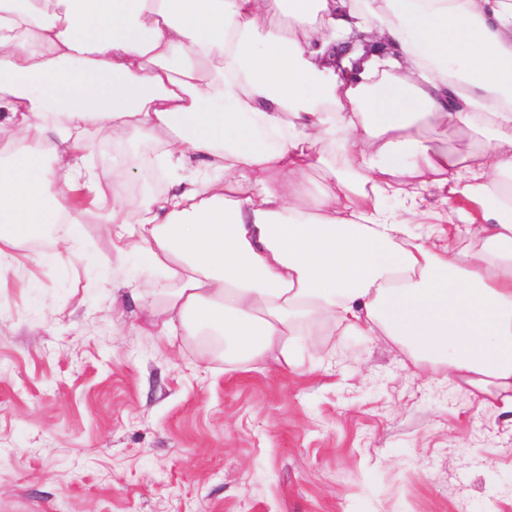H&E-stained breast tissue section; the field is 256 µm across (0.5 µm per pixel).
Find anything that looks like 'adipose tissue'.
I'll return each mask as SVG.
<instances>
[{
    "instance_id": "1",
    "label": "adipose tissue",
    "mask_w": 512,
    "mask_h": 512,
    "mask_svg": "<svg viewBox=\"0 0 512 512\" xmlns=\"http://www.w3.org/2000/svg\"><path fill=\"white\" fill-rule=\"evenodd\" d=\"M94 139L174 181L102 184ZM89 216L154 271L115 318L228 366L381 336L512 414V0H0V278Z\"/></svg>"
}]
</instances>
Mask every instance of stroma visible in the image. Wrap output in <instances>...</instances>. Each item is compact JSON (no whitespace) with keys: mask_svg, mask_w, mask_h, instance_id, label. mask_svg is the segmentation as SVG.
I'll return each instance as SVG.
<instances>
[{"mask_svg":"<svg viewBox=\"0 0 512 512\" xmlns=\"http://www.w3.org/2000/svg\"><path fill=\"white\" fill-rule=\"evenodd\" d=\"M0 281V512H512V421L368 336L225 368L112 318L93 221Z\"/></svg>","mask_w":512,"mask_h":512,"instance_id":"1","label":"stroma"}]
</instances>
